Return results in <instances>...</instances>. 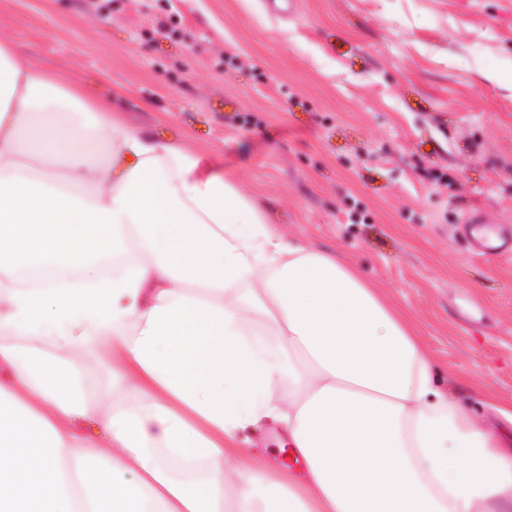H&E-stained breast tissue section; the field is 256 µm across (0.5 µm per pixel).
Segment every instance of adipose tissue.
Wrapping results in <instances>:
<instances>
[{
    "label": "adipose tissue",
    "mask_w": 512,
    "mask_h": 512,
    "mask_svg": "<svg viewBox=\"0 0 512 512\" xmlns=\"http://www.w3.org/2000/svg\"><path fill=\"white\" fill-rule=\"evenodd\" d=\"M496 413L357 265L0 40V512H512Z\"/></svg>",
    "instance_id": "obj_1"
}]
</instances>
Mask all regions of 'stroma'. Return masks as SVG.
Returning <instances> with one entry per match:
<instances>
[{
    "label": "stroma",
    "instance_id": "obj_1",
    "mask_svg": "<svg viewBox=\"0 0 512 512\" xmlns=\"http://www.w3.org/2000/svg\"><path fill=\"white\" fill-rule=\"evenodd\" d=\"M0 38L132 126L211 155L337 250L483 413L512 404V0H0ZM484 220H482L478 215L472 217L471 221L468 224H471V227L474 230L486 228L492 236L488 233H485L481 236H475V243L477 249L484 254H493L498 253L504 244H498V241L501 240V237L496 229L490 227L486 224Z\"/></svg>",
    "mask_w": 512,
    "mask_h": 512
}]
</instances>
